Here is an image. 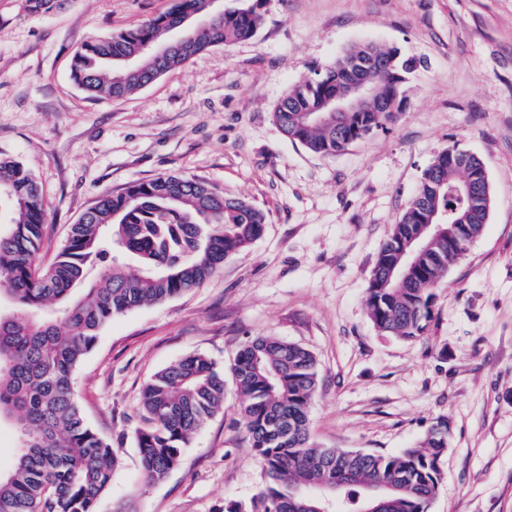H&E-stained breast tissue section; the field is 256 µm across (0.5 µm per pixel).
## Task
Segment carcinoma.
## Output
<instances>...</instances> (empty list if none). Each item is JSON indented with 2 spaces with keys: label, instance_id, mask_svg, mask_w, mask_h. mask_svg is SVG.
I'll list each match as a JSON object with an SVG mask.
<instances>
[{
  "label": "carcinoma",
  "instance_id": "carcinoma-1",
  "mask_svg": "<svg viewBox=\"0 0 512 512\" xmlns=\"http://www.w3.org/2000/svg\"><path fill=\"white\" fill-rule=\"evenodd\" d=\"M262 7L263 0L223 9L212 0H172L135 27L85 42L73 57V79L91 98H125L209 48L252 39L264 23ZM419 62L395 60L387 47L354 45L287 88L273 121L289 140L335 154L342 136L384 130L399 113L338 115L327 99L344 95L354 76L391 90L394 74ZM312 112L322 121H313ZM465 175L474 196L464 221L432 237L434 213L455 217L448 189ZM492 205L479 156L434 155L381 244L366 288L368 316L380 333L424 335L433 288L481 235ZM265 223L245 198L199 179L161 175L102 196L42 266L38 182L21 162L0 158V297L10 304L0 309V421H10L20 439L13 466L0 471V512H96L115 457L82 415L74 391L78 365L113 317L199 287L256 242ZM228 377L268 481L249 500L224 503V512H361L372 488L385 500L383 512H429L442 483L448 420L437 418L417 445L398 454L322 448L309 432L316 356L274 336L247 338L226 371L194 353L152 375L141 391L144 426L136 430L147 480L177 468L197 431L224 410Z\"/></svg>",
  "mask_w": 512,
  "mask_h": 512
}]
</instances>
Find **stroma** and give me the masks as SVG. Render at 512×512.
<instances>
[{
	"mask_svg": "<svg viewBox=\"0 0 512 512\" xmlns=\"http://www.w3.org/2000/svg\"><path fill=\"white\" fill-rule=\"evenodd\" d=\"M24 5L0 0V155L39 184L41 263L100 196L159 175L207 181L266 217L250 250L199 288L115 317L79 364L84 418L116 457L97 512H223L258 491L262 465L235 389L165 480H145L135 442L155 372L191 353L229 367L249 336L316 355L319 446L396 454L446 418L429 512H512V0H265L254 38L121 100L88 98L72 58L171 0H58L46 14ZM356 43L425 59L396 122L334 155L285 138L272 120L285 90ZM454 144L485 163L490 217L435 287L426 333L380 334L364 297L379 246L423 169Z\"/></svg>",
	"mask_w": 512,
	"mask_h": 512,
	"instance_id": "stroma-1",
	"label": "stroma"
}]
</instances>
